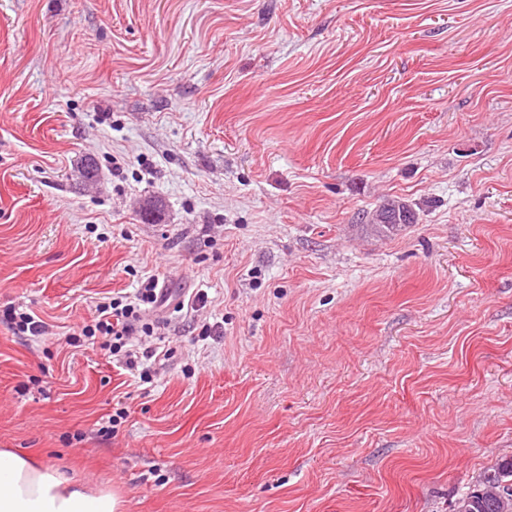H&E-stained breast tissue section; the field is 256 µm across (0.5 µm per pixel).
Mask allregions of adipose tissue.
I'll return each mask as SVG.
<instances>
[{
  "instance_id": "ef3b65f1",
  "label": "adipose tissue",
  "mask_w": 512,
  "mask_h": 512,
  "mask_svg": "<svg viewBox=\"0 0 512 512\" xmlns=\"http://www.w3.org/2000/svg\"><path fill=\"white\" fill-rule=\"evenodd\" d=\"M125 500L106 489L74 485L57 469L0 450V512H124Z\"/></svg>"
}]
</instances>
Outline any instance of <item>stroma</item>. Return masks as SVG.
<instances>
[{
  "label": "stroma",
  "mask_w": 512,
  "mask_h": 512,
  "mask_svg": "<svg viewBox=\"0 0 512 512\" xmlns=\"http://www.w3.org/2000/svg\"><path fill=\"white\" fill-rule=\"evenodd\" d=\"M149 276L208 304L142 384L65 334ZM0 448L126 512H450L512 456V0H0ZM396 212H398V214L400 215L402 214V212H406L410 215V220L407 224L416 223V214L412 210V208H409L407 204L394 199H385L380 205L377 206V208H375L372 212L368 213V215L366 216V218H368V224H365L367 230H369L371 233L379 237L389 238L398 235L400 230L394 229V227H389V224H382L379 221V216L385 213L395 215ZM12 329L35 339L50 335L48 325L37 316L15 307L7 312Z\"/></svg>",
  "instance_id": "obj_1"
}]
</instances>
